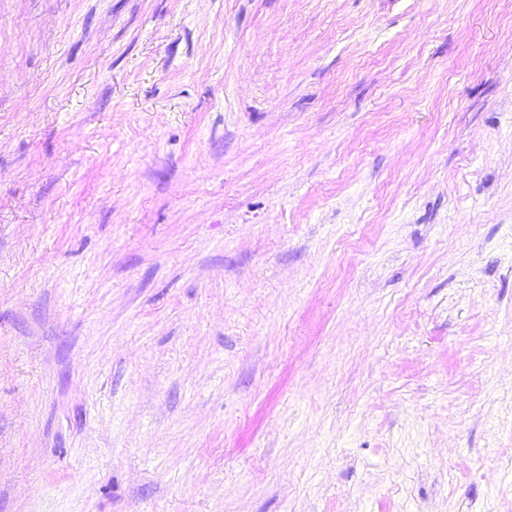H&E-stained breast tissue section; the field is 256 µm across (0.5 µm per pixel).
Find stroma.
<instances>
[{
    "instance_id": "1",
    "label": "stroma",
    "mask_w": 512,
    "mask_h": 512,
    "mask_svg": "<svg viewBox=\"0 0 512 512\" xmlns=\"http://www.w3.org/2000/svg\"><path fill=\"white\" fill-rule=\"evenodd\" d=\"M0 512H512V0H0Z\"/></svg>"
}]
</instances>
